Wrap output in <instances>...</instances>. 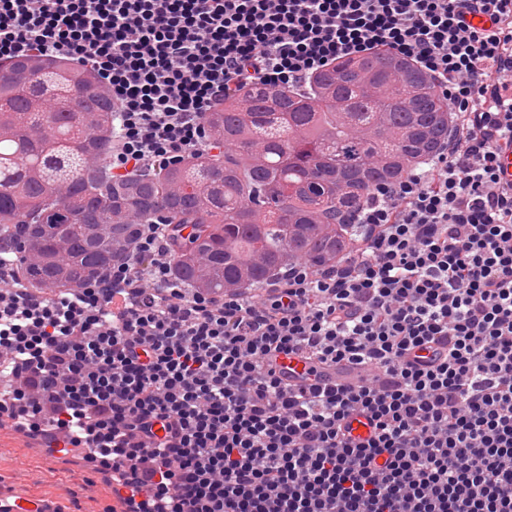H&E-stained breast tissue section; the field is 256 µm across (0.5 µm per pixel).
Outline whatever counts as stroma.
<instances>
[{
  "label": "stroma",
  "mask_w": 512,
  "mask_h": 512,
  "mask_svg": "<svg viewBox=\"0 0 512 512\" xmlns=\"http://www.w3.org/2000/svg\"><path fill=\"white\" fill-rule=\"evenodd\" d=\"M22 493L49 501L57 512H112L118 499L111 483L86 458L45 451L41 441L0 430V495Z\"/></svg>",
  "instance_id": "1"
}]
</instances>
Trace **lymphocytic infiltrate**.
Returning <instances> with one entry per match:
<instances>
[{
	"label": "lymphocytic infiltrate",
	"mask_w": 512,
	"mask_h": 512,
	"mask_svg": "<svg viewBox=\"0 0 512 512\" xmlns=\"http://www.w3.org/2000/svg\"><path fill=\"white\" fill-rule=\"evenodd\" d=\"M372 52L429 76L451 136L368 191L355 254L215 296L167 224L73 291L1 249L0 426L89 449L123 512H512V0H0V61L101 76L118 176L211 150L245 86ZM290 353L362 378L286 387Z\"/></svg>",
	"instance_id": "1"
}]
</instances>
